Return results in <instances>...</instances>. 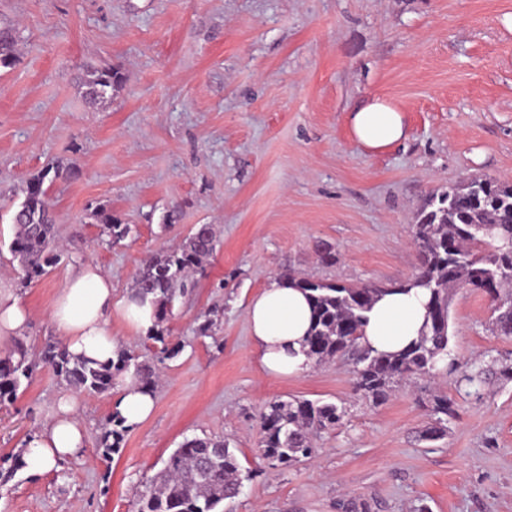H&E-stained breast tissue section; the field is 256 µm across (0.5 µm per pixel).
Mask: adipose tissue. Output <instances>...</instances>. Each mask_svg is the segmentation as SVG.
Returning <instances> with one entry per match:
<instances>
[{
    "instance_id": "adipose-tissue-1",
    "label": "adipose tissue",
    "mask_w": 512,
    "mask_h": 512,
    "mask_svg": "<svg viewBox=\"0 0 512 512\" xmlns=\"http://www.w3.org/2000/svg\"><path fill=\"white\" fill-rule=\"evenodd\" d=\"M354 140L375 151L408 137L403 113L389 100L368 95L348 112ZM429 295L423 288H408L380 296L368 313L361 343L379 353H396L419 339L428 320ZM119 314L134 334H149L155 324L150 299L129 292L112 299V280L92 264L79 266L53 298L50 319L75 357L90 363L115 361L120 348L109 327ZM253 343L263 369L272 375H299L309 370L304 339L312 322V306L306 294L286 277L273 279L248 308ZM115 409L127 427L146 421L154 411L155 396L142 388L131 373L117 377ZM79 401L71 393L59 397L45 427L26 440L21 458L34 473L51 470L56 463L83 448L86 431L78 416Z\"/></svg>"
}]
</instances>
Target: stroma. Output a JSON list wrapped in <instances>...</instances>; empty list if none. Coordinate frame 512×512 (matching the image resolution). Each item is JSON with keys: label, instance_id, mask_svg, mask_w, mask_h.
Listing matches in <instances>:
<instances>
[{"label": "stroma", "instance_id": "stroma-1", "mask_svg": "<svg viewBox=\"0 0 512 512\" xmlns=\"http://www.w3.org/2000/svg\"><path fill=\"white\" fill-rule=\"evenodd\" d=\"M19 32L0 68V289L31 313L21 341L39 358L56 341L49 308L71 272L94 264L114 297L154 254L212 225L217 249L164 324L177 356L159 363L153 415L102 457L113 393H78L80 453L50 472L0 481V512H133V502L188 438L229 442L247 477L226 512H512V338L491 330L492 306L469 288L449 295V346L490 369L479 389L447 372L365 402L343 361L298 376L261 367L248 304L293 274L395 286L418 271L411 226L430 195L464 179L512 183V0H0ZM124 81L103 104L78 85L87 70ZM377 94L399 108L406 141L370 151L346 114ZM64 164L48 189L64 252L22 285L10 251L12 213L32 175ZM107 207L130 236L109 243L90 213ZM331 246L336 261L317 253ZM215 312L208 337L196 328ZM67 385L39 366L0 405V463L52 416ZM456 403L430 439V394ZM346 408L315 455L270 467L260 413L277 399Z\"/></svg>", "mask_w": 512, "mask_h": 512}]
</instances>
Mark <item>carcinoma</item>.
Masks as SVG:
<instances>
[{"label": "carcinoma", "instance_id": "1", "mask_svg": "<svg viewBox=\"0 0 512 512\" xmlns=\"http://www.w3.org/2000/svg\"><path fill=\"white\" fill-rule=\"evenodd\" d=\"M18 35L10 25H0V68L16 61ZM123 83L113 69L87 72L83 96L103 101ZM67 173L57 166L26 181L23 200L12 215L17 231L11 252L23 269V283L41 279L60 257L55 224L45 182ZM100 234L118 243L130 233L127 224L101 207L91 214ZM419 253V269L407 286L429 292L430 324L418 340L397 354L376 353L360 344L361 330L374 299L387 291L377 285L361 287L297 280L310 300L313 319L305 337L307 355L317 363L344 360L352 369L355 390L373 405L386 403L397 385L413 376H432L437 364L448 360L445 369L454 373L458 362L451 357L449 342V292L472 288L487 295L496 313L493 325L498 336L512 338V183L492 178H471L440 194L430 196L418 221L412 225ZM215 237L208 224L196 226L181 245L149 260L138 272L134 288L153 296L156 324H162L187 277L215 251ZM160 348L153 358L162 361L176 356L179 345L166 343L163 333L153 335ZM42 362L78 391L104 394L114 387L115 377L134 371L150 391L157 373L146 354L123 350L117 362L90 366L74 359L66 346L46 344ZM36 365L25 346L18 342L0 357V403L17 397L21 379L31 378ZM438 427L455 414L445 394L433 398ZM346 409L334 403L311 400H275L260 415L261 455L273 467L291 466L311 458L313 440L336 430ZM112 428L100 438V450L109 456L120 448L126 427L118 415L108 419ZM242 485L241 465L229 443L209 436L185 439L164 463L163 469L144 486L136 512H220L224 501L235 498Z\"/></svg>", "mask_w": 512, "mask_h": 512}]
</instances>
